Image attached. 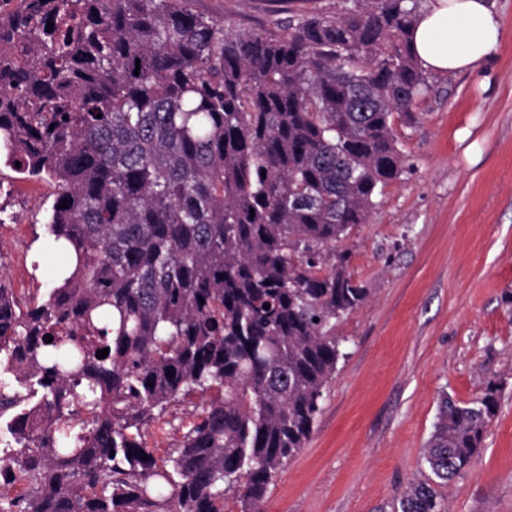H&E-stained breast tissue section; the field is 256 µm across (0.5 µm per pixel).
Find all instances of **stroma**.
<instances>
[{"mask_svg": "<svg viewBox=\"0 0 512 512\" xmlns=\"http://www.w3.org/2000/svg\"><path fill=\"white\" fill-rule=\"evenodd\" d=\"M342 0H192L241 30L288 32L296 12L338 15ZM497 56L471 74L428 73L412 119H398L405 171L368 223L341 242L367 290L337 319L345 352L313 432L269 486L262 512H400L427 482L425 446L442 396L465 404L488 382L498 413L473 464L437 491L446 512H512V0H496ZM49 177L21 173L0 149V269L20 294L56 285L46 224ZM194 394L149 428L173 448L201 409Z\"/></svg>", "mask_w": 512, "mask_h": 512, "instance_id": "1", "label": "stroma"}]
</instances>
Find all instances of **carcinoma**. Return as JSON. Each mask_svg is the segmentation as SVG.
Instances as JSON below:
<instances>
[{
  "label": "carcinoma",
  "mask_w": 512,
  "mask_h": 512,
  "mask_svg": "<svg viewBox=\"0 0 512 512\" xmlns=\"http://www.w3.org/2000/svg\"><path fill=\"white\" fill-rule=\"evenodd\" d=\"M422 10L350 0L281 37L189 0L0 12V144L57 184L61 278L39 302L0 275V477L22 486L0 512H224L230 492L260 512L344 357L332 320L366 298L336 245L404 172L394 121L428 90ZM195 392L156 457L148 426ZM499 405L492 381L442 399L437 484L474 462ZM400 512L444 510L419 484Z\"/></svg>",
  "instance_id": "carcinoma-1"
}]
</instances>
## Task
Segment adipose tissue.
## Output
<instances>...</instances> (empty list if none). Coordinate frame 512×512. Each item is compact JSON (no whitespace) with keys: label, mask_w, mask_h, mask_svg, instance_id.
I'll return each instance as SVG.
<instances>
[{"label":"adipose tissue","mask_w":512,"mask_h":512,"mask_svg":"<svg viewBox=\"0 0 512 512\" xmlns=\"http://www.w3.org/2000/svg\"><path fill=\"white\" fill-rule=\"evenodd\" d=\"M501 40L495 0H432L413 26L423 69L468 73L491 59Z\"/></svg>","instance_id":"obj_1"}]
</instances>
